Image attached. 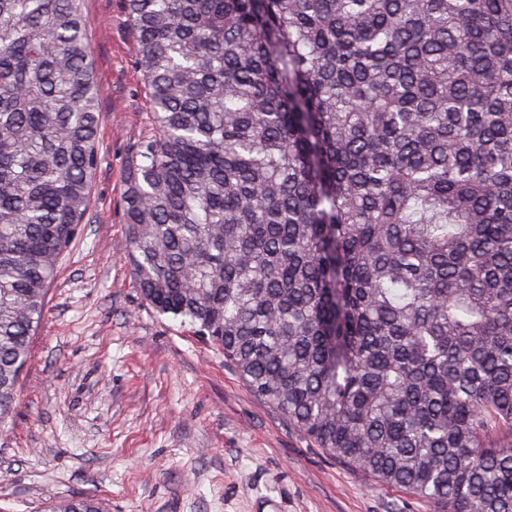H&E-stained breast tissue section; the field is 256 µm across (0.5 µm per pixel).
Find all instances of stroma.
<instances>
[{"label": "stroma", "instance_id": "stroma-1", "mask_svg": "<svg viewBox=\"0 0 512 512\" xmlns=\"http://www.w3.org/2000/svg\"><path fill=\"white\" fill-rule=\"evenodd\" d=\"M102 91L89 221L50 286L9 431L0 512L76 495L106 512H438L317 448L254 396L222 349L158 314L133 283L124 159L148 90L125 0H84Z\"/></svg>", "mask_w": 512, "mask_h": 512}]
</instances>
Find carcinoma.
I'll return each instance as SVG.
<instances>
[{
  "label": "carcinoma",
  "instance_id": "cac0c4a2",
  "mask_svg": "<svg viewBox=\"0 0 512 512\" xmlns=\"http://www.w3.org/2000/svg\"><path fill=\"white\" fill-rule=\"evenodd\" d=\"M141 297L317 447L512 512V0H126ZM81 0H0V430L87 224ZM52 512H104L74 496Z\"/></svg>",
  "mask_w": 512,
  "mask_h": 512
}]
</instances>
